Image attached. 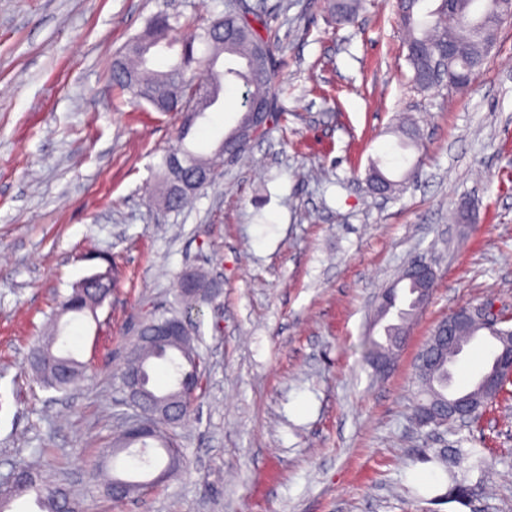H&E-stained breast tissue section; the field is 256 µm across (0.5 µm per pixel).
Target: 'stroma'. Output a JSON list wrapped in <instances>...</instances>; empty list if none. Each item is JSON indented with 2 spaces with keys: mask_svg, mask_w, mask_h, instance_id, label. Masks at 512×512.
Returning a JSON list of instances; mask_svg holds the SVG:
<instances>
[{
  "mask_svg": "<svg viewBox=\"0 0 512 512\" xmlns=\"http://www.w3.org/2000/svg\"><path fill=\"white\" fill-rule=\"evenodd\" d=\"M230 0H0V483L29 464L82 512H512V398L478 423L420 427L415 361L463 305L512 313V25L462 97L416 91L396 0L337 24L331 0H249L274 49L276 121L193 203H153L180 130L112 84L129 37L160 13L211 18ZM241 87L185 140L207 152L238 120ZM423 151L399 147L401 121ZM396 181L388 196L371 164ZM432 294L393 366L368 340L412 261ZM112 267L97 311L66 326L86 367L65 392L28 359L58 296ZM189 270L221 284L191 313L206 390L173 425L185 468L117 502L113 455L131 413L119 372L140 324L178 308ZM479 448L447 474L435 450Z\"/></svg>",
  "mask_w": 512,
  "mask_h": 512,
  "instance_id": "1",
  "label": "stroma"
}]
</instances>
